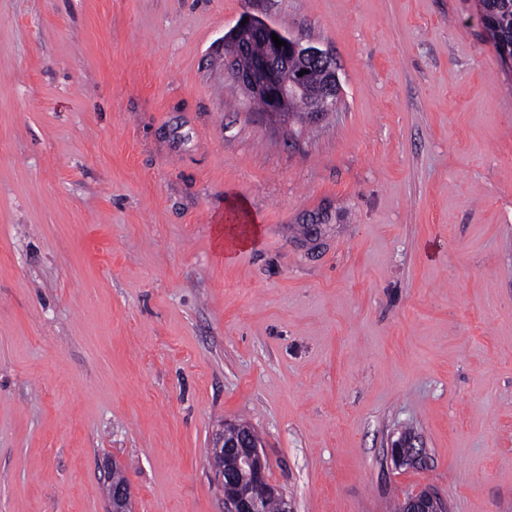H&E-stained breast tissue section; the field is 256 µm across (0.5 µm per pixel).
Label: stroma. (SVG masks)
<instances>
[{"instance_id":"obj_1","label":"stroma","mask_w":512,"mask_h":512,"mask_svg":"<svg viewBox=\"0 0 512 512\" xmlns=\"http://www.w3.org/2000/svg\"><path fill=\"white\" fill-rule=\"evenodd\" d=\"M245 14L332 58V111L227 79ZM481 16L0 0V512H107L116 460L134 512H224L228 422L295 512H512V59ZM413 441V438L402 435L391 444L390 454L395 465L410 466L423 459V448H416ZM403 448L409 449L405 451ZM400 512H447L448 504L430 489L411 494L401 503Z\"/></svg>"}]
</instances>
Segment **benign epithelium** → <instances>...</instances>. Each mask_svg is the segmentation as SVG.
Wrapping results in <instances>:
<instances>
[{"label": "benign epithelium", "mask_w": 512, "mask_h": 512, "mask_svg": "<svg viewBox=\"0 0 512 512\" xmlns=\"http://www.w3.org/2000/svg\"><path fill=\"white\" fill-rule=\"evenodd\" d=\"M285 41L276 47L271 34ZM265 46L262 53L251 50L254 42ZM317 67L321 80L310 82L300 74L302 70ZM224 72L233 83L253 98L266 104L265 114L272 119L293 117L292 106L301 100L307 107L306 116L313 118L336 105L339 78L331 59L323 50L282 33L264 20L247 17L244 25H236L232 38L224 40ZM215 447L226 448L238 454L239 470L233 476L224 473V460L213 459L214 477L224 497L225 512H262L260 500L243 488L246 481L265 488L268 495L280 502V512H293L291 501L283 491L264 479L266 462L260 451L259 437L242 424H226L217 434ZM391 458L398 466L414 465L423 459V449L413 438L400 436L390 447ZM108 512H131L129 481L104 487ZM401 512H448V504L430 489L408 496Z\"/></svg>", "instance_id": "1"}]
</instances>
